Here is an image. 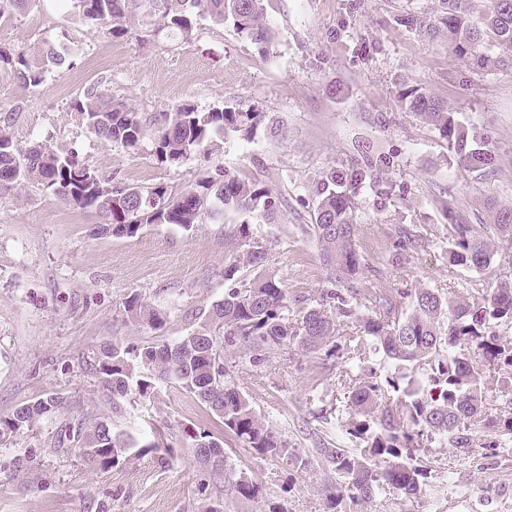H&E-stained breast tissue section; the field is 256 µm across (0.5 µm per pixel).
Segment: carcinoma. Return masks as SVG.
Returning <instances> with one entry per match:
<instances>
[{
  "mask_svg": "<svg viewBox=\"0 0 512 512\" xmlns=\"http://www.w3.org/2000/svg\"><path fill=\"white\" fill-rule=\"evenodd\" d=\"M74 13L91 29L114 39L135 34L130 24L144 13L149 36L177 43L195 38L198 21L208 19L253 42L268 55L276 39L264 0H68ZM399 25L430 38L443 36L448 49L482 70L512 69V0H437V7L396 18ZM68 37L45 38L33 49L0 47V74L38 88L52 71L71 70L76 59ZM407 109L434 127L472 173L494 162L486 147L468 140V132L448 106L416 85L399 94ZM94 135L135 151L149 138L161 164L174 165L191 156L209 157L226 141L250 142L265 123L266 113L242 111L225 104L207 110L185 102L149 115L112 94L106 81L84 87L71 102ZM16 106H0V191L36 184L62 201L92 209L101 218L100 234L133 237L146 226L176 224L190 229L204 216L233 215L231 235L236 254L225 261L224 297L192 332L172 343L139 346L110 342L96 359L95 372L112 397L134 405L151 398L156 385L170 382L194 396L247 447L263 457L300 463L288 441L233 381L224 353L234 350L260 366L273 355L294 353L313 359L336 358L358 370L345 405L336 418L350 448H323L325 463L342 481L328 491L329 501L371 500L392 488L419 498L429 487L428 468L419 451L439 437L448 447L467 454L475 447L512 445V340L497 328L512 323V279L493 274L496 255L512 250V205L487 204L491 223L469 224L452 214L444 231L445 257L453 266L488 276L478 301L436 288H401L383 295L362 280L372 270L371 256L358 243L357 197L369 190L388 199L395 185L383 179L390 159L363 146L355 163L325 170L316 185L313 233L330 287L321 303L296 310L288 290L266 270V250L255 242L251 225L269 222L280 199L257 180L227 172L199 177L182 190L158 183L151 187L114 182L81 162L78 154L62 153L45 144L21 147L13 138ZM163 191L158 211L147 199ZM429 243L414 226L400 224L389 239L393 256ZM256 271L253 285L237 287L243 267ZM127 317L154 326L160 313L137 293L125 298ZM354 326L345 335L340 328ZM381 356L379 367L368 365ZM501 375L496 400L485 410L487 372ZM65 410L55 394L21 406L0 420V438L33 427L40 419ZM78 442L82 462L104 471L125 462L134 448L130 438L97 418L68 431ZM492 440L480 441L484 435ZM193 462L211 477H226L228 464L222 438L201 429L190 436ZM199 512H224L221 500L208 493L206 480L196 486ZM237 493L246 500L261 495L259 483L241 476Z\"/></svg>",
  "mask_w": 512,
  "mask_h": 512,
  "instance_id": "carcinoma-1",
  "label": "carcinoma"
}]
</instances>
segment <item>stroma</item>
Masks as SVG:
<instances>
[{"label":"stroma","instance_id":"1","mask_svg":"<svg viewBox=\"0 0 512 512\" xmlns=\"http://www.w3.org/2000/svg\"><path fill=\"white\" fill-rule=\"evenodd\" d=\"M431 0H266L277 29L270 55L230 29L202 21L188 44L148 43L97 33L68 0H34L0 20V45L27 49L67 31L73 70L52 73L39 88L0 77V105L18 106L13 128L20 145L43 143L77 151L91 168L128 184L182 189L204 170L225 169L274 188L280 214L252 230L290 298L313 305L327 288L318 245L309 230L315 185L331 167L354 162L360 146L393 156L385 178L400 185L392 199L365 192L358 199L359 241L384 256L395 224H425L430 242L397 265L380 268L386 290L473 288L475 276L450 265L441 250L449 214L478 224L486 204H512V71H481L397 24ZM111 78L114 94L142 112L184 102L207 109L224 102L254 107L267 121L250 142L230 140L210 158L158 163L151 141L129 151L96 137L71 106L80 90ZM425 87L447 102L471 136L496 155L477 175L463 167L432 126L406 111L403 86ZM95 211L66 205L27 185L0 193V420L50 394L65 397V414L0 441V512H195L201 474L188 436L207 429L222 436L231 469L222 483L225 512H328L336 475L321 449L348 441L322 410L345 400L339 364L282 355L260 367L227 354L236 384L257 413L269 418L306 468L259 458L197 399L160 385L151 399L113 409L92 364L101 347L120 339L137 345L173 341L206 320L224 294V259L234 246L225 225L210 219L191 229L155 224L133 237L91 236ZM138 293L164 318L133 324L124 309ZM88 418L112 422L139 444L162 440L164 452H144L105 471L88 469L74 444L59 443L64 424ZM423 459L426 498L399 491L372 502L350 499L342 512H512V451L478 448L463 455L432 442ZM264 487L255 501L239 496L233 477Z\"/></svg>","mask_w":512,"mask_h":512}]
</instances>
